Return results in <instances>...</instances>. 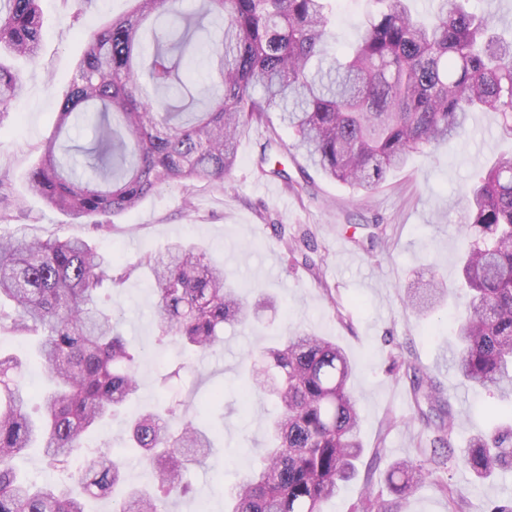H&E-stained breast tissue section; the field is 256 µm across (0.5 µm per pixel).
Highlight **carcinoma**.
Segmentation results:
<instances>
[{"label": "carcinoma", "instance_id": "1", "mask_svg": "<svg viewBox=\"0 0 512 512\" xmlns=\"http://www.w3.org/2000/svg\"><path fill=\"white\" fill-rule=\"evenodd\" d=\"M132 10L92 32L65 93L57 134L28 179L47 206L75 220L135 209L164 185L224 183L237 157L238 128L269 113L292 129L288 151L356 192L372 193L410 156L466 132L472 112H494L512 140V38L496 16L466 8L468 0H431L430 17L410 0H374L348 56L328 57L334 15L330 0H202L199 14L179 0H132ZM167 17L145 51L146 22ZM218 81L177 106L187 92L180 76L199 33ZM42 43L38 0H0V48L36 61ZM22 77L0 64V115L20 96ZM83 114L95 126L91 174L77 176L56 155L58 133ZM462 286L456 319L455 368L461 381L495 391L512 413V154H502L480 183L464 193ZM154 282L156 341L180 347L172 374L198 373L224 335L247 319L242 296L226 287L224 270L198 246L181 242L145 256ZM129 272L117 269L88 241L30 240L0 233V340L38 338L50 382L41 417L26 410L23 363L0 352V512H85L74 488L37 484L14 467L25 449L42 448L46 464L67 473L84 494L109 496L112 512H168L187 492L194 464L212 453L205 410L187 402L145 410L129 423L153 489L126 484L124 453L85 448L88 431L113 417L138 393L137 357L100 303L104 286ZM448 286L436 273L408 289L414 311L434 312ZM247 358L243 394L271 401L269 448L227 495V512H323V504L354 478L364 446L352 367L334 341L289 333ZM412 396L429 436L412 458L392 465L393 499L370 495L352 512H401L403 501L435 469L459 462L475 480L512 469V425L472 435L453 455V417L442 410L434 379L412 368ZM439 490L448 512H462L453 484Z\"/></svg>", "mask_w": 512, "mask_h": 512}]
</instances>
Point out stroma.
Segmentation results:
<instances>
[{"instance_id":"obj_1","label":"stroma","mask_w":512,"mask_h":512,"mask_svg":"<svg viewBox=\"0 0 512 512\" xmlns=\"http://www.w3.org/2000/svg\"><path fill=\"white\" fill-rule=\"evenodd\" d=\"M43 38L40 57L31 63L9 58L23 77V94L9 112L0 115V175L10 181L9 221L0 224L8 233L23 229L41 239L75 237L89 241L108 258L128 269L129 277L109 289L108 308L119 317L118 329L129 347L139 352L138 406L177 398L190 387L189 375L173 378L161 389L164 360L178 357L175 346L155 341L152 277L141 262L150 252L175 240L195 243L242 282L253 309L246 326L226 328L224 341L201 364L194 386L195 403H202L214 386L224 389V418L206 465L194 469V492L173 498L169 512H224L227 490L235 485L263 451L266 433L264 406L251 411L240 406L238 374L248 352L275 342L277 336L307 331L331 338L347 353L354 373L350 386L359 400V433L365 452L357 476L327 502L324 512H351L365 494L390 498L385 472L407 458L425 430L415 418L410 381L393 372L392 357L403 353L439 385L454 417V445L464 449L469 436L491 428L496 395L460 384L453 369V319L461 302L449 297L436 313L420 317L405 307L406 287L436 272L455 285L460 281L459 257L463 241L456 228L463 190L500 154L512 152L501 140L498 118L492 112L471 113L468 131L434 151L414 154L407 167L388 174L369 197H362L308 166L302 155L281 154L301 191L286 188L275 177L261 175L256 159L271 138L282 145L293 132L277 117L243 128L231 174L221 184L200 182L187 190L165 186L134 210L111 217L110 232H96L91 224L75 220L45 205L27 191V176L38 164L46 141L54 136L64 92L91 31L127 13L130 0H94L82 15H75L71 0H40ZM333 51L353 44L359 22L370 9L369 0H336ZM379 222L386 226L385 242L373 253L350 241L356 224ZM309 238L313 258L321 268L313 276L286 251L290 240ZM25 360L28 412L40 416L44 372L31 361L30 344L9 340L0 345ZM396 425L384 430L386 416ZM451 481L464 499L465 512H487L495 501L512 499V471L498 473L474 485L464 467L433 473L410 496L402 512H448L439 482Z\"/></svg>"}]
</instances>
